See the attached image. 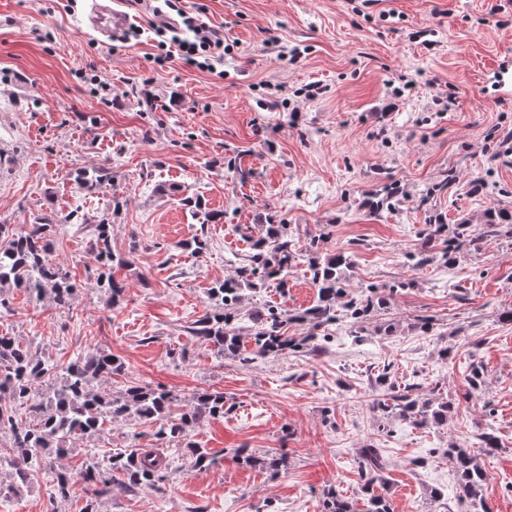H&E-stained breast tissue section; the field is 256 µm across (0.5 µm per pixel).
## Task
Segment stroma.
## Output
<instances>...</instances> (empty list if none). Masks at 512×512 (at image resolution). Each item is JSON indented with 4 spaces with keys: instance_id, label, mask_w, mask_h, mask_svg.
Instances as JSON below:
<instances>
[{
    "instance_id": "obj_1",
    "label": "stroma",
    "mask_w": 512,
    "mask_h": 512,
    "mask_svg": "<svg viewBox=\"0 0 512 512\" xmlns=\"http://www.w3.org/2000/svg\"><path fill=\"white\" fill-rule=\"evenodd\" d=\"M87 5L0 0V224L52 223L77 285L67 311L5 289L0 334L59 363L80 349L112 353L124 364L110 382L115 393L135 382L182 398L218 390L235 404L191 432L221 468H198L183 446L167 444L163 481L136 492L113 481L96 512H320L323 490L359 498L357 451L368 445L386 458L393 512H461L445 451L485 432L500 443L477 456L486 504L512 512V324L499 321L512 310V238H486L452 266L405 262L424 249L427 225L477 228L512 210V156L497 152L512 131V95L493 86L499 60L512 54V0H181L233 43L220 76L176 61L157 68L152 41L101 36ZM285 47L297 59L277 60ZM86 74L106 90L90 92ZM309 84L319 85L316 98L304 96ZM448 95L453 103L438 105ZM99 167L111 179L83 188L79 172ZM390 184L401 189L396 205L377 209ZM187 197L201 209L184 206ZM74 210L84 225L63 223ZM205 211L220 221L203 224ZM104 217L125 261L113 270L126 285L113 306L92 252ZM279 221L298 249L317 238L324 251L350 255L349 292L408 287L367 321L362 344L345 323L327 351L244 368L190 327L211 307L207 288L235 276L251 240ZM202 232L207 249L185 250ZM315 298L299 266L287 288L270 281L245 291L241 310H288L289 335L305 336L310 326L297 316ZM420 315L433 317L432 333L414 330ZM388 363L420 398L452 403L447 426L418 428L373 410L381 392L372 377ZM475 365L484 385L470 394L464 377ZM153 433L130 419L74 439L64 460L10 495V512H81L84 490L53 497L55 470L78 466L91 448L102 458L156 447ZM237 448L285 463L276 473L247 469L232 459Z\"/></svg>"
}]
</instances>
